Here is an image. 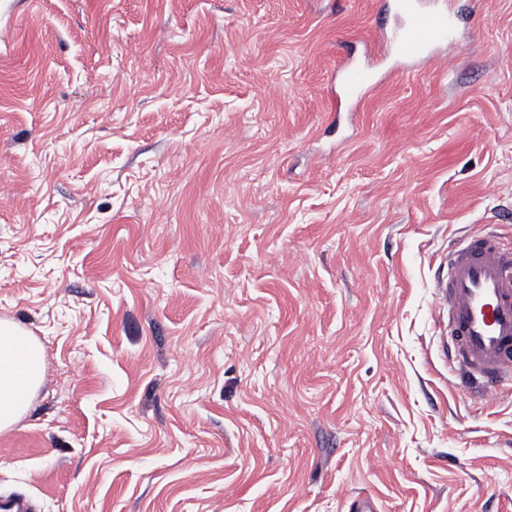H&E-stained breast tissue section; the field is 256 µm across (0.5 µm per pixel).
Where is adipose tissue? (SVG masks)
Returning <instances> with one entry per match:
<instances>
[{
	"label": "adipose tissue",
	"mask_w": 512,
	"mask_h": 512,
	"mask_svg": "<svg viewBox=\"0 0 512 512\" xmlns=\"http://www.w3.org/2000/svg\"><path fill=\"white\" fill-rule=\"evenodd\" d=\"M44 351L27 329L0 319V432L27 412L43 382Z\"/></svg>",
	"instance_id": "ef3b65f1"
}]
</instances>
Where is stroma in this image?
Wrapping results in <instances>:
<instances>
[{"mask_svg":"<svg viewBox=\"0 0 512 512\" xmlns=\"http://www.w3.org/2000/svg\"><path fill=\"white\" fill-rule=\"evenodd\" d=\"M383 0H0V318L46 353L0 433L35 512H512V390L433 282L512 242V0L337 112Z\"/></svg>","mask_w":512,"mask_h":512,"instance_id":"obj_1","label":"stroma"}]
</instances>
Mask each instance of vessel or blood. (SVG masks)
I'll use <instances>...</instances> for the list:
<instances>
[{"label":"vessel or blood","instance_id":"b4317fda","mask_svg":"<svg viewBox=\"0 0 512 512\" xmlns=\"http://www.w3.org/2000/svg\"><path fill=\"white\" fill-rule=\"evenodd\" d=\"M394 27L380 26L379 58L412 64L431 61L438 46L454 42L449 0H391ZM374 84L369 67L347 62L336 69V104L353 106ZM447 272L434 288L446 315L448 359L483 399L512 382V243L499 236L468 237L449 247Z\"/></svg>","mask_w":512,"mask_h":512}]
</instances>
